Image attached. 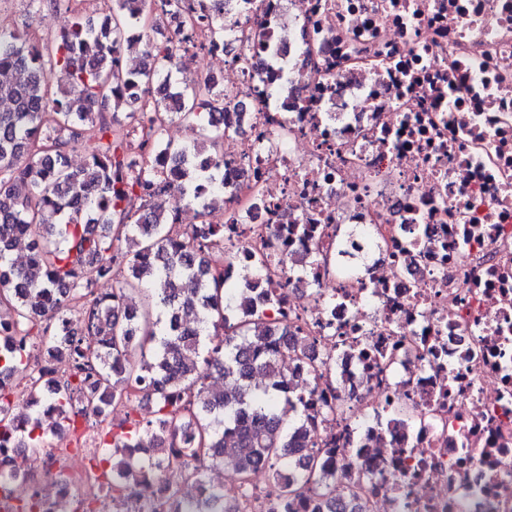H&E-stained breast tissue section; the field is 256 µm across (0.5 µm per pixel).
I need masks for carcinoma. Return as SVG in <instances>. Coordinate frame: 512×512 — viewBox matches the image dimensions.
<instances>
[{
	"instance_id": "1",
	"label": "carcinoma",
	"mask_w": 512,
	"mask_h": 512,
	"mask_svg": "<svg viewBox=\"0 0 512 512\" xmlns=\"http://www.w3.org/2000/svg\"><path fill=\"white\" fill-rule=\"evenodd\" d=\"M214 13L187 14L191 30L213 24L224 39V0H211ZM146 0H117L110 23L82 18L40 44L0 25V307L11 319L0 331V441L17 448L45 447L46 431L38 403L50 406L58 427L75 428L73 402L102 413L94 388L112 402L127 398L129 380L148 376L139 390L154 401L156 419L136 425L130 436L112 434V447L154 448L151 465L181 466V449L195 464L187 479L203 478L209 468L230 466L242 484L263 466L276 476L283 466L296 471L274 505L278 512H299L305 492L324 499V512H337L336 487L320 451L296 440L308 420L299 396L280 398L288 361L271 349L272 341L251 336L250 322L227 323L224 274L209 250L224 239V225L196 224L180 239L167 230L168 213L136 205L142 190L173 191L176 201L189 199L208 208L202 186L224 188L223 142L231 123L219 83L208 80L184 86L158 87L148 129L137 149L127 141L119 113L134 118L139 99L125 91L157 79L169 81L180 69L167 44L151 45L152 65L140 74L125 69L119 51L124 34L148 20ZM174 118L192 120L210 133L208 142L173 145L161 131ZM91 141L85 166L67 162V148L79 139ZM159 153L181 165V180L166 184ZM34 237L28 263H12L16 236ZM125 242L122 254L116 244ZM102 279L115 281L112 297H143L144 313L136 318L117 302L96 294ZM82 300L84 320L68 316L71 303ZM63 345L71 369L60 380L32 371V397L25 415L13 412L12 373L28 368L32 345ZM260 362L266 385L249 381ZM300 408L299 420L287 423L276 409L279 400ZM236 435L247 452L224 457V436ZM102 474L112 490L142 471L132 457L102 456ZM189 512H227L224 494L213 492Z\"/></svg>"
}]
</instances>
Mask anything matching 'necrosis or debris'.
<instances>
[{
  "label": "necrosis or debris",
  "mask_w": 512,
  "mask_h": 512,
  "mask_svg": "<svg viewBox=\"0 0 512 512\" xmlns=\"http://www.w3.org/2000/svg\"><path fill=\"white\" fill-rule=\"evenodd\" d=\"M224 20L223 41L193 31L243 111L224 278L296 336L337 499L368 474L363 512H512V0H251ZM79 426L34 457L68 512L208 493L152 473L112 493L103 426Z\"/></svg>",
  "instance_id": "4bbe7bcc"
}]
</instances>
